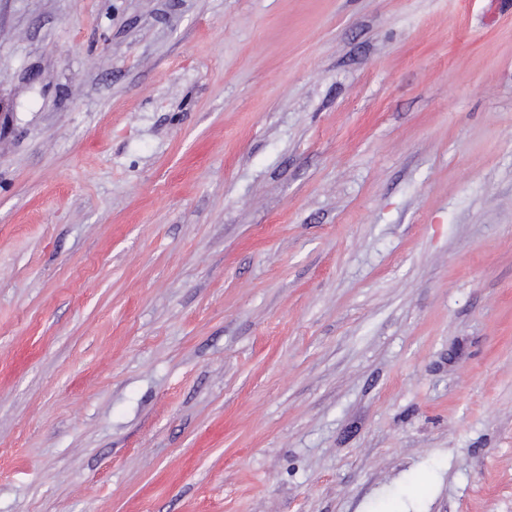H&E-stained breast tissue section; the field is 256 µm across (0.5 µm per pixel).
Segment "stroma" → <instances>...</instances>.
<instances>
[{"label": "stroma", "mask_w": 512, "mask_h": 512, "mask_svg": "<svg viewBox=\"0 0 512 512\" xmlns=\"http://www.w3.org/2000/svg\"><path fill=\"white\" fill-rule=\"evenodd\" d=\"M0 512H512V0H0Z\"/></svg>", "instance_id": "obj_1"}]
</instances>
